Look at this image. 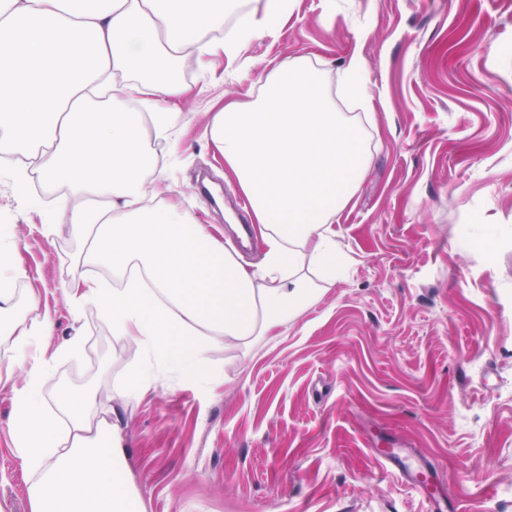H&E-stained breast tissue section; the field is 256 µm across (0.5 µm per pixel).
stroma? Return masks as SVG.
<instances>
[{
    "mask_svg": "<svg viewBox=\"0 0 512 512\" xmlns=\"http://www.w3.org/2000/svg\"><path fill=\"white\" fill-rule=\"evenodd\" d=\"M335 2L293 0L276 35L216 65L157 190L258 262L260 240L242 248L224 217L240 192L201 113L214 98L250 100L254 62L310 57L369 136V173L336 218L345 274L276 335L209 347L197 376L150 368L94 306L72 320L64 285L83 241L63 191L35 174L23 199L0 171V225H13L53 316L50 344L83 340L54 362L45 408L67 382L93 387L103 414L132 373L146 378L120 410L143 512H429L373 448L434 461L459 504L512 512V0ZM354 54L367 109L339 96ZM202 176L220 200L197 193ZM11 411L0 383V512H29L33 477L11 446Z\"/></svg>",
    "mask_w": 512,
    "mask_h": 512,
    "instance_id": "stroma-1",
    "label": "stroma"
}]
</instances>
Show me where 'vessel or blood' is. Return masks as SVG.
Returning a JSON list of instances; mask_svg holds the SVG:
<instances>
[{
    "label": "vessel or blood",
    "mask_w": 512,
    "mask_h": 512,
    "mask_svg": "<svg viewBox=\"0 0 512 512\" xmlns=\"http://www.w3.org/2000/svg\"><path fill=\"white\" fill-rule=\"evenodd\" d=\"M372 459L382 468L398 473L431 506L433 512H459L458 506L449 505L444 482L438 467L430 460H422L409 467L396 448H375Z\"/></svg>",
    "instance_id": "b4317fda"
}]
</instances>
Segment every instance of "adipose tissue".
Listing matches in <instances>:
<instances>
[{
    "mask_svg": "<svg viewBox=\"0 0 512 512\" xmlns=\"http://www.w3.org/2000/svg\"><path fill=\"white\" fill-rule=\"evenodd\" d=\"M291 9L292 0H0V152L14 157L18 193L32 168L68 190L69 227L87 238L65 284L73 317L94 305L113 335L193 375L208 347L270 335L317 302L304 264L331 282L341 270L334 224L365 175L366 134L337 111L311 59L263 68L252 100L203 115L225 179L251 206L260 263L243 264L219 229L148 192L163 170L147 140L178 157L182 106L201 93L176 77L177 62L196 55L203 74L219 59L234 65ZM118 74L124 95L100 100ZM89 265L122 287L87 276ZM25 275L1 225L0 334L10 338V365L25 370L8 434L38 476L29 512H133L120 417H98L88 389L59 390L53 413L40 401L53 360L77 353L81 340L47 348L52 319L36 290L15 300Z\"/></svg>",
    "mask_w": 512,
    "mask_h": 512,
    "instance_id": "1",
    "label": "adipose tissue"
}]
</instances>
